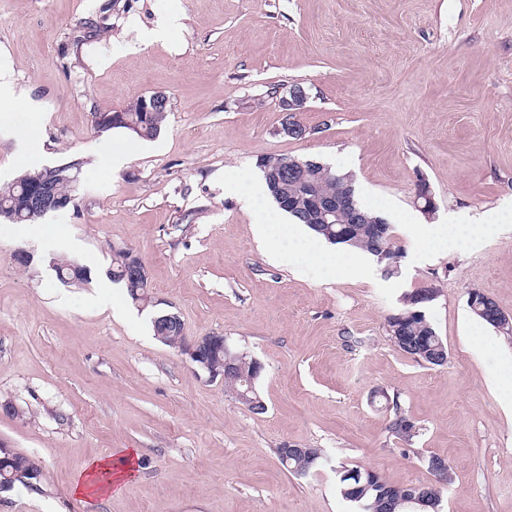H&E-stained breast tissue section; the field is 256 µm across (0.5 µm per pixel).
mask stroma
I'll use <instances>...</instances> for the list:
<instances>
[{
  "label": "stroma",
  "instance_id": "35a3bbf8",
  "mask_svg": "<svg viewBox=\"0 0 512 512\" xmlns=\"http://www.w3.org/2000/svg\"><path fill=\"white\" fill-rule=\"evenodd\" d=\"M166 13L179 17L169 39L140 41ZM1 67L13 93L0 98V187L35 155L82 168L73 203L37 230L0 221V448L42 471L38 489L0 491V512H356L339 466L408 485L432 481L434 456L452 475L441 512H512V336L468 305L479 291L512 316V223L432 258L415 232L512 206V0H0ZM296 85L303 139L281 134L269 93ZM154 93L168 99L155 139L96 132V113ZM269 156L352 174L393 226L397 274L351 275L359 254L342 247L330 278L277 263L241 200ZM422 182L434 213L416 200ZM120 249L148 270V306L102 289ZM66 258L90 267L89 284L57 279L50 263ZM427 287L439 367L385 330ZM159 311L187 340L221 334L260 361L266 412L156 338ZM398 412L413 439L392 432ZM286 442L325 460L295 476ZM128 449L137 468L120 492L76 495L85 464Z\"/></svg>",
  "mask_w": 512,
  "mask_h": 512
}]
</instances>
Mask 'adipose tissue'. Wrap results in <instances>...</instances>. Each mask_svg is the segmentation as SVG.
Listing matches in <instances>:
<instances>
[{
	"label": "adipose tissue",
	"mask_w": 512,
	"mask_h": 512,
	"mask_svg": "<svg viewBox=\"0 0 512 512\" xmlns=\"http://www.w3.org/2000/svg\"><path fill=\"white\" fill-rule=\"evenodd\" d=\"M498 224L497 218L480 216L465 221L449 220L441 224H424L418 227L417 234L429 252L436 253L450 248H463L467 244L490 234ZM258 237L271 256L289 266L303 264L316 266L322 274L331 275L336 271V255L325 241L311 233L290 230L281 235L275 223H262L257 227ZM130 474V456L119 459H97L88 463L75 485L76 494L83 495L95 488L111 489L113 469Z\"/></svg>",
	"instance_id": "adipose-tissue-1"
}]
</instances>
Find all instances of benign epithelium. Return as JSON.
<instances>
[{
  "label": "benign epithelium",
  "mask_w": 512,
  "mask_h": 512,
  "mask_svg": "<svg viewBox=\"0 0 512 512\" xmlns=\"http://www.w3.org/2000/svg\"><path fill=\"white\" fill-rule=\"evenodd\" d=\"M305 101V92L299 87H293L288 94L280 96L279 106L283 112L290 115L288 123L281 127V133L302 139L306 137L307 128L297 120V112L304 107ZM63 171L64 168L61 166L48 167L37 179H29L25 182L20 178L15 180V183L23 184V189L15 197L14 214L30 220L47 211L64 209L73 202V197H64L57 193L59 183L76 180L75 175L68 176L63 174ZM284 176L295 178L305 185V210L327 225V233L331 234L333 239L348 237L355 229V225L363 223V215L345 197L319 194L314 185L306 180L303 166L288 168ZM334 224L338 225L339 229L332 230ZM124 254V277L133 282L147 281L148 271L141 259L129 250L124 251ZM469 306L474 313L483 317L495 329L507 336L512 335V317L502 312L489 295L481 292L470 294ZM178 349L187 355L195 368L208 374L211 379L219 377L224 380L235 375L239 370V361L243 358L242 353L229 346L224 336L217 334L203 336L192 342L184 339L180 342ZM281 456L285 462L292 458L311 465L319 457V452L314 448H304L298 444L286 442L281 448Z\"/></svg>",
  "instance_id": "7a95c632"
}]
</instances>
